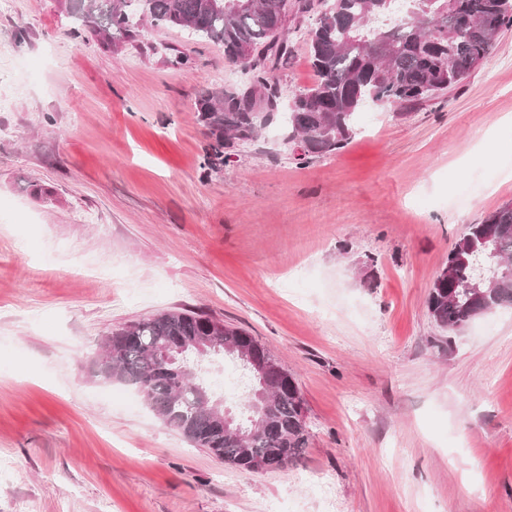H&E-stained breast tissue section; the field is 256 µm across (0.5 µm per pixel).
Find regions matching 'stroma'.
Wrapping results in <instances>:
<instances>
[{
    "label": "stroma",
    "instance_id": "1",
    "mask_svg": "<svg viewBox=\"0 0 512 512\" xmlns=\"http://www.w3.org/2000/svg\"><path fill=\"white\" fill-rule=\"evenodd\" d=\"M314 19L288 20L273 119L205 178L198 94L250 78L221 46L147 25L108 50L63 0L0 11V512H512V309L450 337L426 308L512 201V27L458 86L364 108L302 161L283 113L316 79ZM179 309L296 379L292 465L240 470L96 377L108 331Z\"/></svg>",
    "mask_w": 512,
    "mask_h": 512
}]
</instances>
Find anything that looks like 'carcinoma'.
I'll use <instances>...</instances> for the list:
<instances>
[{
  "mask_svg": "<svg viewBox=\"0 0 512 512\" xmlns=\"http://www.w3.org/2000/svg\"><path fill=\"white\" fill-rule=\"evenodd\" d=\"M76 28L112 49L134 40L140 26L178 27L224 47L228 59L253 74L250 93L206 89L196 103L197 120L210 139L201 168L216 171L238 144L255 138L277 106V83L267 81L288 55V13L306 14L313 0H67ZM512 24V0H330L307 31L317 79L298 90L288 109V139L301 157L344 148L355 133L357 113L369 105L388 108L434 97L458 85L490 53L495 35ZM393 48L380 54V45ZM481 276L496 277L479 291ZM512 307V202L469 225L448 253L427 300L441 330L460 332L472 314ZM219 321L189 310L159 312L109 331L100 342L96 375L133 386L166 425L194 447L204 448L241 470H266L295 461L309 439L300 387L272 396L259 393L254 373L241 363L249 383L248 417L224 424V404L192 367L207 354L225 352L226 342L253 346L240 328L217 329ZM227 336L206 344L210 335ZM183 348L171 365L179 379L162 371L157 346Z\"/></svg>",
  "mask_w": 512,
  "mask_h": 512,
  "instance_id": "obj_1",
  "label": "carcinoma"
}]
</instances>
